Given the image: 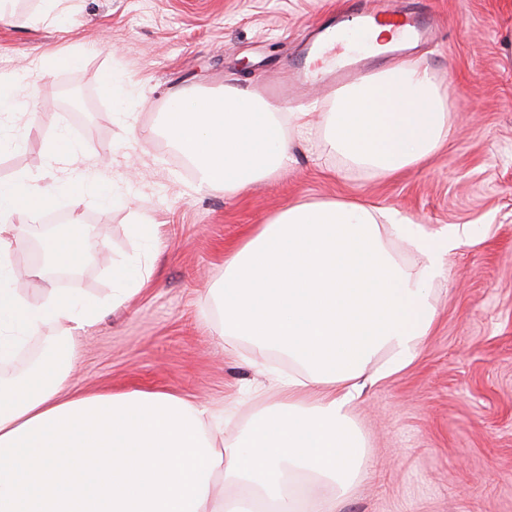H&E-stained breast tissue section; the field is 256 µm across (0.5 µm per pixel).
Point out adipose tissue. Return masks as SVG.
I'll return each instance as SVG.
<instances>
[{"label":"adipose tissue","instance_id":"obj_1","mask_svg":"<svg viewBox=\"0 0 512 512\" xmlns=\"http://www.w3.org/2000/svg\"><path fill=\"white\" fill-rule=\"evenodd\" d=\"M390 26L330 30L326 47L381 49ZM305 112L281 111L228 85L176 95L163 114L170 140L203 188L235 194L289 160ZM330 149L349 169L390 177L423 162L449 135L444 96L426 67L405 60L338 90L324 117ZM111 207L110 184L48 187L19 175L0 185V363L44 328L93 324L103 304L57 288L29 303L17 286L19 218L35 222L60 199ZM455 228L431 232L391 208L346 201L288 206L224 263L214 303L224 333L287 355L298 369L279 399L233 442H218L207 407L162 393L63 394L72 353L46 350L26 373L0 375V512H338L366 471V444L348 412L366 385L410 366L437 312L432 286L457 248ZM402 244L422 257L403 264ZM46 266H79L92 248L72 219L43 241ZM386 355L379 369L375 357Z\"/></svg>","mask_w":512,"mask_h":512}]
</instances>
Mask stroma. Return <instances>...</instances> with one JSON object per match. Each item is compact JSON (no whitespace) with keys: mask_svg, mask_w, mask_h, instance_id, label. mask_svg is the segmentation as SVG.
<instances>
[{"mask_svg":"<svg viewBox=\"0 0 512 512\" xmlns=\"http://www.w3.org/2000/svg\"><path fill=\"white\" fill-rule=\"evenodd\" d=\"M437 29L416 58L448 92V142L421 165L385 178L346 171L321 133L296 142L286 171L236 194L197 190L161 114L176 94L239 84L257 90L298 67L312 25L347 0H72L61 26L32 28L38 0H14L0 20V76L21 80L23 107L0 121V181L60 177L45 148L59 126L79 143L74 183L109 181L116 204L79 212L99 245L54 287L112 295L113 266L149 284L65 338L76 354L70 398L139 390L203 402L232 440L270 405L289 368L224 333L209 290L232 249L289 204L346 200L398 210L462 243L434 286L436 322L405 370L367 387L351 412L367 439L366 475L341 512H512V0H413ZM50 53L76 65L25 69ZM110 73L127 86L100 96ZM78 85L89 109L58 95ZM154 224L152 248L132 226Z\"/></svg>","mask_w":512,"mask_h":512,"instance_id":"obj_1","label":"stroma"}]
</instances>
